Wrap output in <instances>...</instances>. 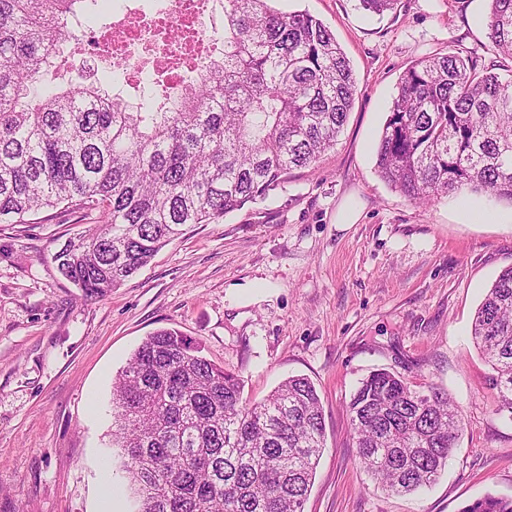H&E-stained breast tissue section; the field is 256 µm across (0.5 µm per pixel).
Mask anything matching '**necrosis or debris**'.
<instances>
[{
  "instance_id": "necrosis-or-debris-1",
  "label": "necrosis or debris",
  "mask_w": 512,
  "mask_h": 512,
  "mask_svg": "<svg viewBox=\"0 0 512 512\" xmlns=\"http://www.w3.org/2000/svg\"><path fill=\"white\" fill-rule=\"evenodd\" d=\"M216 0H164L163 9L146 12L137 0L114 16L110 31L96 37L91 55L112 61L129 81L144 72L162 80L164 108L178 101L177 91L194 70L212 59L219 38L212 26Z\"/></svg>"
}]
</instances>
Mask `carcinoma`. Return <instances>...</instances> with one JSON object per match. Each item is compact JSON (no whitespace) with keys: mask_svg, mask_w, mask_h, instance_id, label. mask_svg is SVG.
Segmentation results:
<instances>
[{"mask_svg":"<svg viewBox=\"0 0 512 512\" xmlns=\"http://www.w3.org/2000/svg\"><path fill=\"white\" fill-rule=\"evenodd\" d=\"M89 0H0V221L62 204L102 209L92 237L67 239L59 274L101 299L190 224H212L264 199L294 168L336 144L356 83L332 31L270 0H224V58L189 84L180 107L131 106L101 85L34 98L41 71L71 40L65 21ZM495 57H423L400 76L377 169L416 203L463 190L512 202V0H490ZM512 415V267L471 328ZM112 439L137 512H304L324 448L321 401L290 377L260 402L243 380L179 331L147 336L113 379ZM347 411L363 467L393 494L433 484L463 430L448 394L379 370ZM460 512H512L488 495Z\"/></svg>","mask_w":512,"mask_h":512,"instance_id":"carcinoma-1","label":"carcinoma"}]
</instances>
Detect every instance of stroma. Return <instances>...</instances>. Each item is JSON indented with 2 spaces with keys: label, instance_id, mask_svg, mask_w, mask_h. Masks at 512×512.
Instances as JSON below:
<instances>
[{
  "label": "stroma",
  "instance_id": "1",
  "mask_svg": "<svg viewBox=\"0 0 512 512\" xmlns=\"http://www.w3.org/2000/svg\"><path fill=\"white\" fill-rule=\"evenodd\" d=\"M331 29L357 94L335 146L263 200L186 226L99 301L57 271L67 237L103 210L0 223V512H134L114 460L112 380L140 343L174 328L239 374L261 401L291 376L323 406L326 446L304 512H460L512 498V416L498 411L471 322L512 267V203L462 192L428 204L381 179L380 132L402 73L419 58L489 59L490 0H397L383 15L358 0H276ZM354 210L357 220L339 216ZM389 369L448 393L464 418L445 471L408 495L384 492L360 464L347 412L362 379Z\"/></svg>",
  "mask_w": 512,
  "mask_h": 512
}]
</instances>
